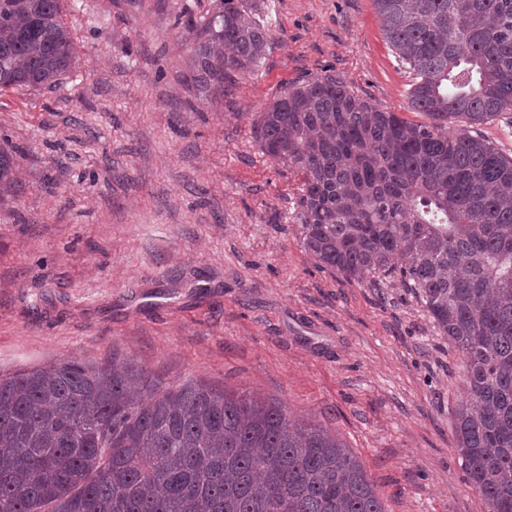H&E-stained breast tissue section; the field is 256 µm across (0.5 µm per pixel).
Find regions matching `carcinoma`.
<instances>
[{"instance_id": "cac0c4a2", "label": "carcinoma", "mask_w": 512, "mask_h": 512, "mask_svg": "<svg viewBox=\"0 0 512 512\" xmlns=\"http://www.w3.org/2000/svg\"><path fill=\"white\" fill-rule=\"evenodd\" d=\"M61 0H0V91L53 89L75 55ZM413 75L385 112L333 76L260 113L262 151L303 175L302 243L374 287L413 288L464 359L457 450L486 512H512V158L457 133L512 111V0H373ZM260 0H220L192 32L194 81L222 95L263 58ZM0 512H385L336 436L286 404L169 386L113 361L0 374Z\"/></svg>"}]
</instances>
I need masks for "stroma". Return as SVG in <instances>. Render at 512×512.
<instances>
[{"mask_svg": "<svg viewBox=\"0 0 512 512\" xmlns=\"http://www.w3.org/2000/svg\"><path fill=\"white\" fill-rule=\"evenodd\" d=\"M215 7L63 0L73 67L0 93V372L126 359L278 399L351 449L387 512H485L451 416L461 355L411 288L305 250L301 177L254 136L273 98L325 75L427 123L373 0H264V57L213 97L192 85L186 22Z\"/></svg>", "mask_w": 512, "mask_h": 512, "instance_id": "stroma-1", "label": "stroma"}]
</instances>
